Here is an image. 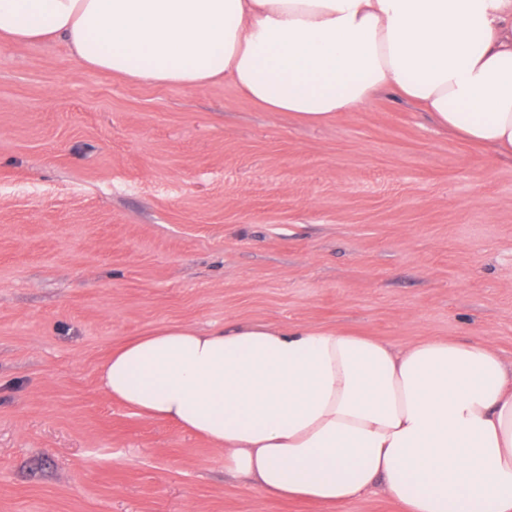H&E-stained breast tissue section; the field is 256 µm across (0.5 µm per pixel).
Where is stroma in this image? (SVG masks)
Instances as JSON below:
<instances>
[{
  "label": "stroma",
  "mask_w": 512,
  "mask_h": 512,
  "mask_svg": "<svg viewBox=\"0 0 512 512\" xmlns=\"http://www.w3.org/2000/svg\"><path fill=\"white\" fill-rule=\"evenodd\" d=\"M305 325L512 365V159L382 93L319 126L230 82L132 83L0 45V512H399L279 500L102 391L171 325Z\"/></svg>",
  "instance_id": "stroma-1"
}]
</instances>
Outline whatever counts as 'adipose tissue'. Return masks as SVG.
Segmentation results:
<instances>
[{
  "mask_svg": "<svg viewBox=\"0 0 512 512\" xmlns=\"http://www.w3.org/2000/svg\"><path fill=\"white\" fill-rule=\"evenodd\" d=\"M48 41L132 82L228 80L310 125L391 92L512 158V0H0V42ZM100 386L271 497L512 512V373L484 340L172 326L115 348Z\"/></svg>",
  "mask_w": 512,
  "mask_h": 512,
  "instance_id": "obj_1",
  "label": "adipose tissue"
}]
</instances>
